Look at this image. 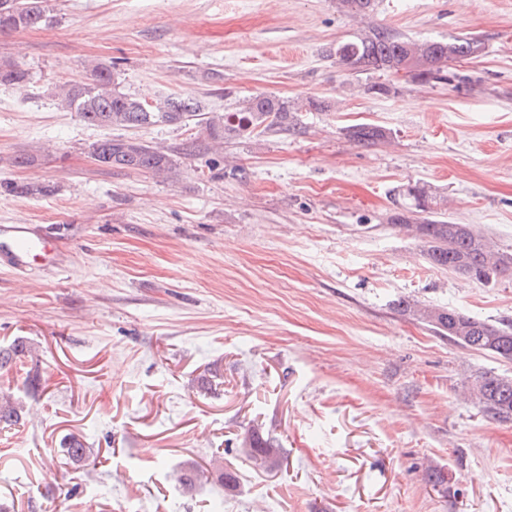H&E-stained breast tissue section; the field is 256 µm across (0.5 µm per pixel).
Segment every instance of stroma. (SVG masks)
Segmentation results:
<instances>
[{
  "mask_svg": "<svg viewBox=\"0 0 512 512\" xmlns=\"http://www.w3.org/2000/svg\"><path fill=\"white\" fill-rule=\"evenodd\" d=\"M371 20L479 49L437 82L343 70L334 52L361 25L337 0H50L46 24L0 35L32 77L23 95L0 86V180L49 188L0 195V225L43 243L0 269V347H26L0 370L22 408L0 429L7 512H512V420L464 395L512 362L396 307L512 322V276L434 268L388 221L418 186L512 249V0H377ZM90 59L139 98L220 115L266 94L297 124L217 152L189 127L90 128L50 95ZM356 124L389 142L355 144ZM125 135L177 155L179 182L94 163L92 143ZM254 429L276 463L239 453ZM70 434L86 461L63 460ZM217 465L234 493L177 481Z\"/></svg>",
  "mask_w": 512,
  "mask_h": 512,
  "instance_id": "stroma-1",
  "label": "stroma"
}]
</instances>
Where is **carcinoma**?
Returning <instances> with one entry per match:
<instances>
[{"label":"carcinoma","mask_w":512,"mask_h":512,"mask_svg":"<svg viewBox=\"0 0 512 512\" xmlns=\"http://www.w3.org/2000/svg\"><path fill=\"white\" fill-rule=\"evenodd\" d=\"M375 0H339L348 15L365 18L374 10ZM48 0H0V33L35 28L47 18ZM478 51L477 40L457 37L451 42L413 40L387 29L371 27L364 34L336 48L337 63L348 69L397 74L405 71L421 82L444 80L443 65L451 58H465ZM30 84V74L20 64L10 60L0 62V86L22 89ZM54 97L64 109L77 113L80 121L90 127L144 128L155 125H182L198 118L197 125L215 140L238 137L258 128L287 130L296 121L288 103L271 95H257L246 101L238 111L222 118L204 116L201 101L191 97L168 96L155 104L119 90L115 67L93 61L88 76L80 81H65L55 86ZM350 140L371 147L389 141V133L374 125H359L348 131ZM91 155L102 167L139 170L176 182L180 165L162 147L138 139L106 137L91 145ZM20 196L43 194L47 187L18 182L0 181V190ZM403 195L415 201L414 212L401 208L389 221L412 231L427 246L429 262L483 285L497 281L512 270V251L495 247L478 229L470 224H454L428 218L436 202L417 186H409ZM448 341L478 351L496 354L512 360V323L492 324L469 316L455 308L430 307L398 303ZM471 395L484 412L501 421L512 420V379L491 373L478 376L471 385ZM19 409L14 402L0 399V424L17 423ZM65 456L79 461L86 455L84 443L71 436L64 443ZM241 452L252 459L271 460L278 445L271 437L253 431L243 442ZM205 472L194 467L179 471L178 481L188 489L196 487Z\"/></svg>","instance_id":"carcinoma-1"}]
</instances>
